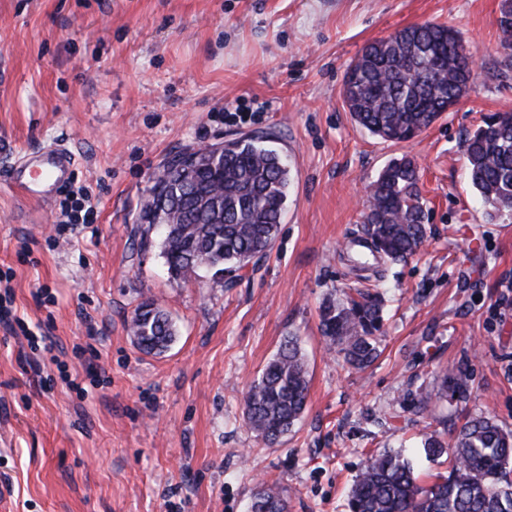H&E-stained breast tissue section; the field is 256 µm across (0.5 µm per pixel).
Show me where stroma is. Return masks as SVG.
Here are the masks:
<instances>
[{"label": "stroma", "instance_id": "35a3bbf8", "mask_svg": "<svg viewBox=\"0 0 512 512\" xmlns=\"http://www.w3.org/2000/svg\"><path fill=\"white\" fill-rule=\"evenodd\" d=\"M499 3L0 0V292L55 343L32 349L0 322V512H247L263 482L288 512H347L376 449L423 481L448 473V456L422 452L414 394L459 365L471 396L437 410L512 430V220H488L464 157L484 116L512 113ZM426 21L459 31L480 76L419 136L382 141L352 120L344 73L369 42ZM260 132L292 170L272 250L230 280L172 277L139 222L154 177L172 154ZM54 144L95 207L63 234L61 197L7 178L20 152ZM402 155L420 165L428 239L384 265L381 354L354 370L325 354L319 307L361 286L346 247L368 184ZM145 300L178 329L159 355L129 329ZM288 336L308 359V406L268 445L243 397Z\"/></svg>", "mask_w": 512, "mask_h": 512}]
</instances>
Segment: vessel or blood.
<instances>
[{
    "label": "vessel or blood",
    "mask_w": 512,
    "mask_h": 512,
    "mask_svg": "<svg viewBox=\"0 0 512 512\" xmlns=\"http://www.w3.org/2000/svg\"><path fill=\"white\" fill-rule=\"evenodd\" d=\"M75 175L72 153L54 145L25 154L12 168L10 179L30 198L42 200L61 192Z\"/></svg>",
    "instance_id": "b4317fda"
}]
</instances>
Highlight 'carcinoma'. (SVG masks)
Masks as SVG:
<instances>
[{
  "mask_svg": "<svg viewBox=\"0 0 512 512\" xmlns=\"http://www.w3.org/2000/svg\"><path fill=\"white\" fill-rule=\"evenodd\" d=\"M498 25L504 41L512 43V0H501ZM475 78L460 34L426 22L364 46L347 68L342 97L354 121L371 135L406 142L458 104ZM465 157L469 182L488 218L512 217V113L487 116L466 140ZM289 181L288 159L265 145V137L229 140L223 158L197 164L181 181L156 176L139 220L151 227L171 225L163 256L173 276L206 268L222 277L271 251ZM367 193L361 235L353 245L377 261L415 256L427 235L417 162L408 156L391 160ZM355 292L326 299L320 324L327 351L362 370L379 355L383 299L369 288ZM130 329L146 353H161L176 338L172 319L149 300L134 310ZM437 379V393L421 385L415 400L426 420L421 444L429 455H449L448 476L424 486L409 460L382 448L355 477L348 512H512V430L486 415L448 427L430 408L431 399L466 397L469 378L458 366ZM307 404L305 355L297 338L288 336L245 393L247 425L272 443L290 431ZM250 508L287 512V502L278 487L262 486Z\"/></svg>",
  "mask_w": 512,
  "mask_h": 512,
  "instance_id": "carcinoma-1",
  "label": "carcinoma"
}]
</instances>
